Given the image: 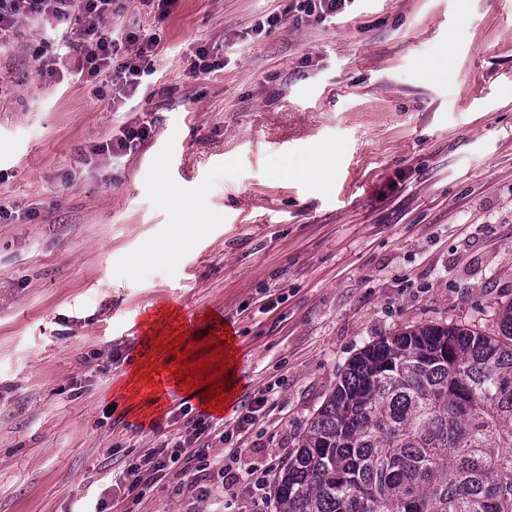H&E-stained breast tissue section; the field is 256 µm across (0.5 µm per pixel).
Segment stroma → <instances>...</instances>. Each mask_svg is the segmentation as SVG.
<instances>
[{"mask_svg":"<svg viewBox=\"0 0 512 512\" xmlns=\"http://www.w3.org/2000/svg\"><path fill=\"white\" fill-rule=\"evenodd\" d=\"M291 3L179 0L160 23L120 0L114 25L161 41L147 95L117 111L61 31L25 24L0 48V512H74L184 431L181 403L201 413L188 390L146 424L111 402L133 362L176 369L140 325L158 305L223 315L238 398L278 383L231 444L237 407L208 417L211 456L237 448L271 496L365 346L431 322L489 332L512 302V0H354L253 34ZM200 47L224 70L192 75ZM138 122L130 156L96 153ZM123 509L275 503L240 483L200 499L174 468Z\"/></svg>","mask_w":512,"mask_h":512,"instance_id":"1","label":"stroma"}]
</instances>
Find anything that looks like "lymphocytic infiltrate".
Masks as SVG:
<instances>
[{"label": "lymphocytic infiltrate", "instance_id": "lymphocytic-infiltrate-1", "mask_svg": "<svg viewBox=\"0 0 512 512\" xmlns=\"http://www.w3.org/2000/svg\"><path fill=\"white\" fill-rule=\"evenodd\" d=\"M116 6L117 0H0V47L14 42L25 23L39 28L68 26L69 39L82 54L77 75L93 80L111 71L112 100L121 103L145 90L159 41L153 34L142 37L113 27ZM124 44L131 50L122 56L118 50ZM180 412L189 418L185 434L165 439L138 463L125 467L113 480V489L134 491L165 478L181 462L188 463L184 475L200 496H207L214 479L224 477L225 466L208 457L207 425L191 418L189 407Z\"/></svg>", "mask_w": 512, "mask_h": 512}]
</instances>
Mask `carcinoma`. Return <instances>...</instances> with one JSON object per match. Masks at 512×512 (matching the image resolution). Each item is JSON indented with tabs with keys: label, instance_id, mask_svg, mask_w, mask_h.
<instances>
[{
	"label": "carcinoma",
	"instance_id": "obj_1",
	"mask_svg": "<svg viewBox=\"0 0 512 512\" xmlns=\"http://www.w3.org/2000/svg\"><path fill=\"white\" fill-rule=\"evenodd\" d=\"M277 512H512V302L496 330L364 347L288 453Z\"/></svg>",
	"mask_w": 512,
	"mask_h": 512
}]
</instances>
